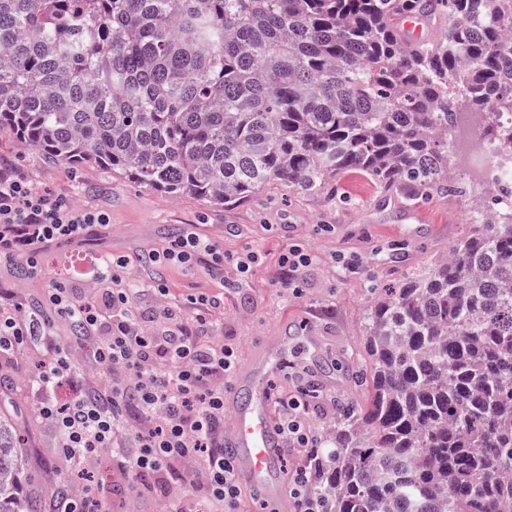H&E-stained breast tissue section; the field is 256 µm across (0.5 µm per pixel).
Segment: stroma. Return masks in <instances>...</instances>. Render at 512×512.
Here are the masks:
<instances>
[{
    "label": "stroma",
    "mask_w": 512,
    "mask_h": 512,
    "mask_svg": "<svg viewBox=\"0 0 512 512\" xmlns=\"http://www.w3.org/2000/svg\"><path fill=\"white\" fill-rule=\"evenodd\" d=\"M12 167L41 192L64 195L76 205L101 210L111 217L104 240L84 243L89 253L132 255L161 246L186 227L219 237L229 258L223 276L199 269L184 273L139 267L143 282L167 276L177 303L188 298L223 296L224 315L216 326L239 364H246L269 336H316L321 341L316 361L289 356L300 383L316 390L310 398V425L324 433L339 407L362 401L365 391L355 376L363 362L364 314L372 295L395 288L428 271L435 261L469 233L465 215L481 186L460 182V194L414 201L386 192L369 177L349 172L319 192H302L271 184L247 201L216 208L192 194L169 198L98 166L75 167L46 162L39 152L14 135L0 132V168ZM301 246L314 255L295 285H287L281 253ZM255 253L258 263L240 272L235 258ZM36 349L0 362V400L20 405L26 466L43 496L67 489L65 474L49 468L54 439L30 412V396L21 387L35 362ZM194 496L190 485L179 491L147 479L132 484L123 473L112 474L107 494L111 512H125L136 501L139 512H173L178 495Z\"/></svg>",
    "instance_id": "35a3bbf8"
}]
</instances>
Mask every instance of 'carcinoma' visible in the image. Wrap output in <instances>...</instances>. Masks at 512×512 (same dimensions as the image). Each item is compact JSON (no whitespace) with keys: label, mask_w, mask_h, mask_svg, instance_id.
Here are the masks:
<instances>
[{"label":"carcinoma","mask_w":512,"mask_h":512,"mask_svg":"<svg viewBox=\"0 0 512 512\" xmlns=\"http://www.w3.org/2000/svg\"><path fill=\"white\" fill-rule=\"evenodd\" d=\"M443 19L407 45L393 20ZM512 0H0V129L49 161L237 204L347 172L433 197L457 117L512 113ZM363 402L310 454L331 512H512V214L374 294ZM0 411V512H46Z\"/></svg>","instance_id":"cac0c4a2"}]
</instances>
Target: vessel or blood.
Wrapping results in <instances>:
<instances>
[{"label": "vessel or blood", "instance_id": "obj_1", "mask_svg": "<svg viewBox=\"0 0 512 512\" xmlns=\"http://www.w3.org/2000/svg\"><path fill=\"white\" fill-rule=\"evenodd\" d=\"M397 28L406 44L424 43L431 29L428 18L401 16ZM288 356L287 338L266 341L237 374L227 406L224 450L229 455L238 482L263 491L275 512H291L292 505L280 487L279 463L286 451L284 439L273 419L265 381Z\"/></svg>", "mask_w": 512, "mask_h": 512}]
</instances>
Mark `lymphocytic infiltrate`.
Returning <instances> with one entry per match:
<instances>
[{"label": "lymphocytic infiltrate", "instance_id": "1", "mask_svg": "<svg viewBox=\"0 0 512 512\" xmlns=\"http://www.w3.org/2000/svg\"><path fill=\"white\" fill-rule=\"evenodd\" d=\"M110 226L108 213L76 208L0 170V268L39 276L48 247L82 243ZM148 257L187 272L202 266L224 273L223 245L190 230L150 249ZM133 268L129 257H111L92 287L53 285L30 308L1 288L0 356L33 337L48 339L56 322L70 328L66 344L48 339L47 358L28 377L36 414L53 431L60 458L89 476L70 492L71 512H101L105 486L95 473L106 450L122 472L192 484L217 512H234L241 490L224 455V378L236 354L210 325L221 301L198 299L195 316L185 318L168 305L169 287L159 279L150 284L156 304L145 309ZM82 358L91 378L85 394L58 402L56 384ZM277 404L287 447L307 455L319 438L307 423L305 402L295 396Z\"/></svg>", "mask_w": 512, "mask_h": 512}]
</instances>
